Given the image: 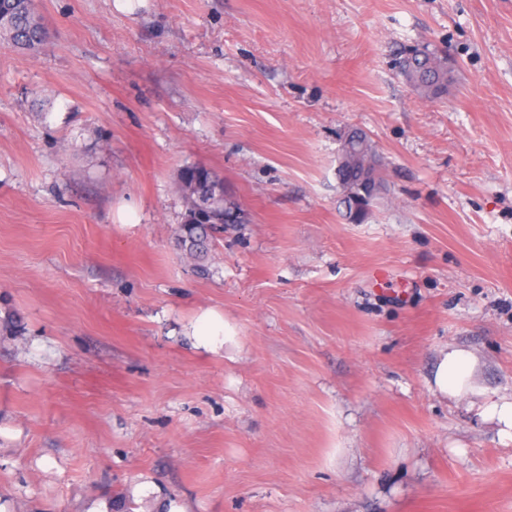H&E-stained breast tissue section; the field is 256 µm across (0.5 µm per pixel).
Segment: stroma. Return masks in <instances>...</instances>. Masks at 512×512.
Instances as JSON below:
<instances>
[{
  "instance_id": "obj_1",
  "label": "stroma",
  "mask_w": 512,
  "mask_h": 512,
  "mask_svg": "<svg viewBox=\"0 0 512 512\" xmlns=\"http://www.w3.org/2000/svg\"><path fill=\"white\" fill-rule=\"evenodd\" d=\"M34 6L50 46L0 49L6 512H131L148 481L193 512H512V0ZM417 43L442 98L392 65ZM353 128L386 184L361 224ZM192 165L243 213L202 264ZM205 309L217 354L185 336ZM398 73L421 95L440 98L448 91V58L429 45L416 44L400 49L394 58ZM357 132L344 137L341 143V161L337 167V178L343 194L342 200L349 218L355 223H362L375 200L384 188L379 165L372 170L369 176L363 175L361 170L354 169L351 162L355 159L375 153L373 143L357 138ZM351 147V152L347 150ZM186 336H189L194 349H203L211 353H218L224 349L225 343L234 340L224 316L214 309H206L199 313ZM472 354L463 349L444 353L435 374V385L446 395L458 396L469 391V380L474 370Z\"/></svg>"
}]
</instances>
